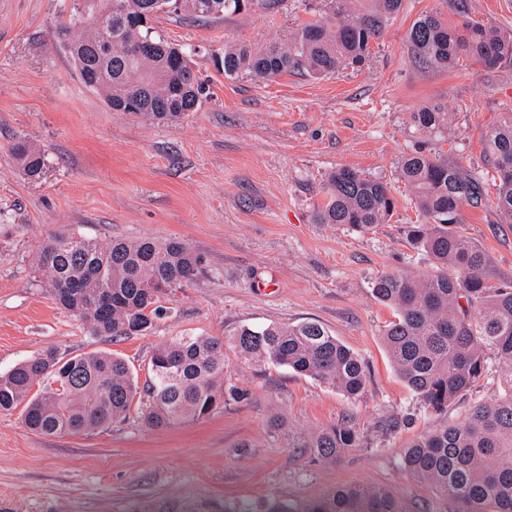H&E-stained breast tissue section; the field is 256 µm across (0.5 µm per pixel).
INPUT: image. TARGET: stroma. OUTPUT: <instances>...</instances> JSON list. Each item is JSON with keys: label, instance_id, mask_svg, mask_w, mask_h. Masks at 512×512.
<instances>
[{"label": "stroma", "instance_id": "obj_1", "mask_svg": "<svg viewBox=\"0 0 512 512\" xmlns=\"http://www.w3.org/2000/svg\"><path fill=\"white\" fill-rule=\"evenodd\" d=\"M74 0H0V373L52 348L72 357L105 350L145 376L152 351L182 334L228 337L243 326L315 321L357 354L369 379L362 397L280 367L265 372L225 349V384L248 400L207 418L146 427L137 414L76 436L31 432L21 410L0 413V512H228L246 504L299 506L359 483L386 488L402 512H448L402 466L418 434L463 417L500 392L487 369L447 413L426 411L393 370L382 343L391 310L372 281L422 275L435 262L413 249L421 216L398 174L405 155L441 154L485 183L463 229L488 256L493 281H512V224L498 221L494 170L484 144L512 104V67L483 70L468 58L443 69L416 59L406 34L418 16L512 33V0H405L364 66L326 78L224 76L225 46L286 39L318 18L320 0H276L221 19L163 15L157 31L196 48L206 85L198 111L167 124L110 109L83 85L57 31ZM427 105L451 116L427 133L412 121ZM45 155L24 175L13 146ZM351 168L390 183L397 209L364 232L314 219L328 175ZM59 232L188 242L204 273L163 302L138 336H95L56 305L34 273L40 245ZM351 421L360 447L317 461L305 444L320 428Z\"/></svg>", "mask_w": 512, "mask_h": 512}]
</instances>
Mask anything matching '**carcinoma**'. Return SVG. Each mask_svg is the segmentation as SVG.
Returning a JSON list of instances; mask_svg holds the SVG:
<instances>
[{
  "label": "carcinoma",
  "mask_w": 512,
  "mask_h": 512,
  "mask_svg": "<svg viewBox=\"0 0 512 512\" xmlns=\"http://www.w3.org/2000/svg\"><path fill=\"white\" fill-rule=\"evenodd\" d=\"M59 34L81 80L103 94L115 111L130 110L159 123H175L198 110L205 87L193 69L195 50L166 41L149 26L161 14L199 17L265 9L270 0H74ZM319 20L283 41L241 43L216 60L224 75L272 79L295 71L319 78L362 65L371 45L401 12L404 0H324ZM414 55L448 68L465 56L486 70L512 66V33L478 22L449 25L437 13L421 15L407 34ZM432 131L448 113L428 106L412 116ZM24 173L34 177L44 154L25 140L13 147ZM485 153L498 175L499 223L512 224V108L486 137ZM399 176L413 192L423 217L407 238L431 256L437 271L425 276L384 273L372 294L393 312L382 341L393 367L419 402L441 414L497 362L502 393L474 405L465 419L413 438L402 464L450 505L449 512H512V282L491 283L487 257L467 236L463 211L483 200L481 180L444 155L405 156ZM396 209L387 183L341 168L328 176L319 224L369 231ZM36 272L56 304L96 336L130 337L147 331L160 305L202 272V257L186 242L113 238L106 243L81 234L53 235L41 246ZM241 362L261 370L286 367L358 398L368 382L361 358L324 326L308 321L263 328L240 327L224 340L174 336L151 354L148 380L138 386L129 366L107 351L69 359L51 350L0 374V412L24 406L26 426L42 435L97 430L126 419L138 393L147 396L140 419L151 428L203 418L248 393L224 386V344ZM42 390L32 393L35 385ZM360 446L348 421L318 431L305 444L316 460L333 461ZM266 512H400L392 495L374 484L332 490L297 510L272 504Z\"/></svg>",
  "instance_id": "1"
}]
</instances>
